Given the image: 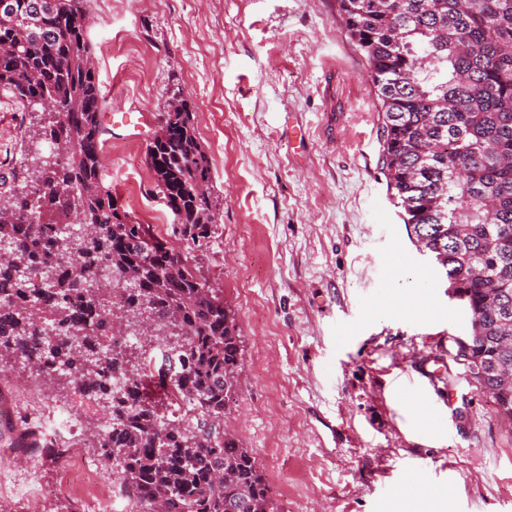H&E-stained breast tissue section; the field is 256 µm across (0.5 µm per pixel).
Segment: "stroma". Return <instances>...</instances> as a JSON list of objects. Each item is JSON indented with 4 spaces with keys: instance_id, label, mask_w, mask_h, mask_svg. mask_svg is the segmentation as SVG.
<instances>
[{
    "instance_id": "35a3bbf8",
    "label": "stroma",
    "mask_w": 512,
    "mask_h": 512,
    "mask_svg": "<svg viewBox=\"0 0 512 512\" xmlns=\"http://www.w3.org/2000/svg\"><path fill=\"white\" fill-rule=\"evenodd\" d=\"M87 14L105 111L157 118L178 89L196 114L217 210L191 256L239 329L228 423L271 512H404L418 484L451 512H512V426L453 359L470 317L389 198L370 71L336 0H88ZM37 120L0 91V170ZM148 143L109 137L103 182L164 231ZM420 273L425 307L401 308ZM0 449V512H124L102 468L93 493L65 492L69 461Z\"/></svg>"
}]
</instances>
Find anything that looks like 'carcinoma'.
Returning <instances> with one entry per match:
<instances>
[{
  "label": "carcinoma",
  "mask_w": 512,
  "mask_h": 512,
  "mask_svg": "<svg viewBox=\"0 0 512 512\" xmlns=\"http://www.w3.org/2000/svg\"><path fill=\"white\" fill-rule=\"evenodd\" d=\"M85 0H0V88L42 115L31 160L0 176V365L20 362L102 409L98 459L134 512H269L255 457L226 427L241 348L190 250L211 237L210 160L182 92L147 146L170 241L102 182L107 129ZM382 114L381 170L409 238L471 315L474 355L512 368V0H336ZM63 107L47 112L43 100ZM63 147L49 155L41 144ZM131 276L128 281L125 276ZM112 288L98 286L99 278ZM126 314L124 329L113 310ZM135 341L120 348L113 336ZM177 349L163 395L144 387ZM41 448L35 431L12 440Z\"/></svg>",
  "instance_id": "obj_1"
}]
</instances>
